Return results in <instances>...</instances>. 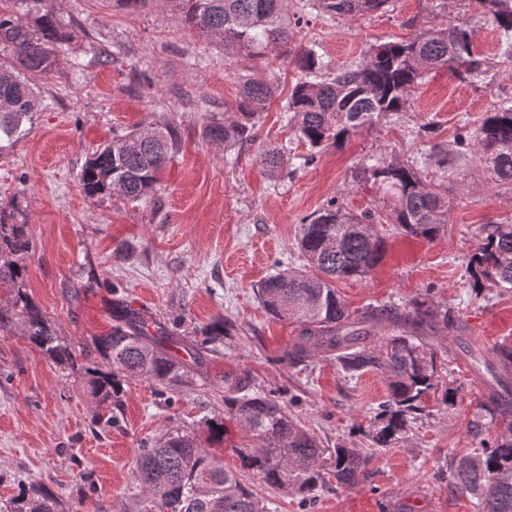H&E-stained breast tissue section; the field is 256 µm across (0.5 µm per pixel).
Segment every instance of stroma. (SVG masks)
<instances>
[{"label":"stroma","mask_w":512,"mask_h":512,"mask_svg":"<svg viewBox=\"0 0 512 512\" xmlns=\"http://www.w3.org/2000/svg\"><path fill=\"white\" fill-rule=\"evenodd\" d=\"M53 7L71 20L72 39L54 72L37 83L43 105L26 134L0 155V205L25 225L34 244L20 260L19 283L0 286V305L16 292L28 294L75 349L110 329L116 288L132 308L185 338H200L217 319L228 332L202 368L169 395L137 379L111 407L97 405L80 373L48 359L20 329L0 335V503L40 483L59 495L63 512H129L140 448L176 426L192 427L225 466L237 467L233 449L245 434L225 419L211 385L224 373L247 375L252 390L289 403L323 446L368 447L374 409L387 395L382 374L351 379L321 355L297 367L278 363L299 329L265 312L257 286L276 266L302 265L301 221L328 200L357 214L373 209L376 188L359 174L367 156L425 157L431 146L475 128L493 104L512 97V59L502 54L500 33L469 0H392L385 11L357 19L305 17L293 46L318 44L333 65L360 61L373 44L408 40L428 23L463 21L474 31L476 52L493 58L495 68L486 85L439 70L405 112L328 148L313 165L272 179L259 163L261 146L284 145L294 157L308 151L281 112L300 76L293 54L282 50L257 64L225 57L171 16L163 0H147L138 11L113 0H55ZM76 59L84 66L78 82L69 74ZM254 73L277 75L280 90L251 149L207 143V113L233 109L241 81ZM166 122L176 127L181 150L160 176V204L85 194L80 172L99 145ZM447 186L448 224L436 240L378 225L386 239L381 264L365 279L336 283L353 312L402 307L428 292L449 308L464 332L427 340L437 355L435 393L406 440L373 455L356 486L323 489L311 510L298 496L244 475L277 512H475L450 476L449 457L469 453L480 439L495 440L512 417L489 409L483 381L464 369L460 351L472 331L485 336L489 351L512 343V291H478L466 263L482 225L512 222V192L488 185L473 160L457 163ZM99 416L111 425H96ZM218 420L224 434L214 438L208 425ZM477 422L482 432H474Z\"/></svg>","instance_id":"1"}]
</instances>
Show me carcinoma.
Listing matches in <instances>:
<instances>
[{
	"mask_svg": "<svg viewBox=\"0 0 512 512\" xmlns=\"http://www.w3.org/2000/svg\"><path fill=\"white\" fill-rule=\"evenodd\" d=\"M391 0H164L168 11L200 35L224 47V55L262 60L288 45L301 14L326 19H354L389 7ZM477 10L506 36L504 53L512 57V0H474ZM70 23L55 12L52 0H0V155L26 133L37 111L34 79L55 70L70 42ZM302 76L282 106L288 126L309 147L303 166L349 136L371 127L387 114L405 109L429 73L446 69L461 80L484 82L493 62L474 50L473 32L465 24L435 23L414 37L374 44L357 63L332 68L315 48L296 58ZM279 83L248 77L240 87L235 111L207 117L204 138L211 144L250 146L267 104ZM180 146L175 126H150L117 135L96 148L81 172L87 196L114 193L131 202L150 198L159 175ZM473 156L487 171L491 185L512 191V100L485 112L466 140L439 143L426 159L406 161L371 156L363 175L377 185L375 210L353 214L330 200L306 216L298 247L302 268L280 270L257 287L265 311L279 320L299 324L298 336L285 347L279 362L297 365L318 354L336 358L354 377L368 370L384 374L387 399L374 411L367 437L371 447L393 448L406 438L423 410V397L438 381L437 359L424 338L457 328L448 309L430 294L403 308L371 306L357 314L337 294L338 280L365 278L383 259L385 239L378 224H392L409 237L434 240L448 222V194L442 188L455 163ZM267 174L276 177L292 166L283 148L259 152ZM32 242L23 224H9L0 211V257H22ZM467 268L476 287L512 289V223L486 224L479 230ZM23 267L0 263V284L17 282ZM30 344L53 362L83 374L85 385L100 404L119 402L127 382L145 378L164 388L184 381L201 363L203 353L224 335V322L202 332L203 339L170 336L162 327L150 331L144 312L124 298L112 300V327L91 339L81 357L57 335L46 315L27 294L17 292L0 308V331L14 323ZM180 347L187 357L171 353ZM512 370V343L498 346L490 362ZM215 390L224 411L246 435L234 449L240 470L224 467L186 427L165 434L140 451L134 471L133 512H272L244 483L249 472L265 484L285 489L311 502L316 493L356 485L369 461L362 448L339 443L325 448L284 404L272 396L249 392L240 375L220 376ZM450 475L474 500L476 512H512V430L453 463ZM58 496L30 486L5 512H58Z\"/></svg>",
	"mask_w": 512,
	"mask_h": 512,
	"instance_id": "carcinoma-1",
	"label": "carcinoma"
}]
</instances>
